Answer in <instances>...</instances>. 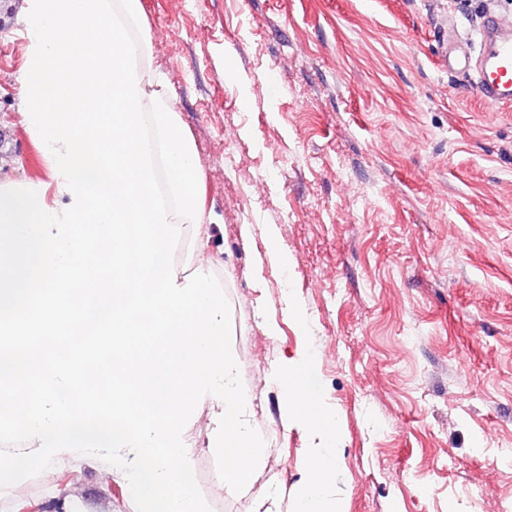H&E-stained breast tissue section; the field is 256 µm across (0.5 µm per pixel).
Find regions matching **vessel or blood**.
Here are the masks:
<instances>
[{"instance_id":"vessel-or-blood-1","label":"vessel or blood","mask_w":512,"mask_h":512,"mask_svg":"<svg viewBox=\"0 0 512 512\" xmlns=\"http://www.w3.org/2000/svg\"><path fill=\"white\" fill-rule=\"evenodd\" d=\"M480 49L471 52L461 45L446 49L443 59L449 68L474 74L480 97L494 104L512 103V13L497 12L484 17L479 30Z\"/></svg>"}]
</instances>
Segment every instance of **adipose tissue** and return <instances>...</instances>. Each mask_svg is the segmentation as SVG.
Listing matches in <instances>:
<instances>
[{
	"instance_id": "obj_1",
	"label": "adipose tissue",
	"mask_w": 512,
	"mask_h": 512,
	"mask_svg": "<svg viewBox=\"0 0 512 512\" xmlns=\"http://www.w3.org/2000/svg\"><path fill=\"white\" fill-rule=\"evenodd\" d=\"M313 362V355L301 354L299 359L284 362L274 376L276 384L285 391L286 418L305 428L314 441L308 454V476L297 491L294 508L296 512H340L330 495L337 472L336 415L323 406L318 395L305 389L298 376L301 369L311 367Z\"/></svg>"
}]
</instances>
